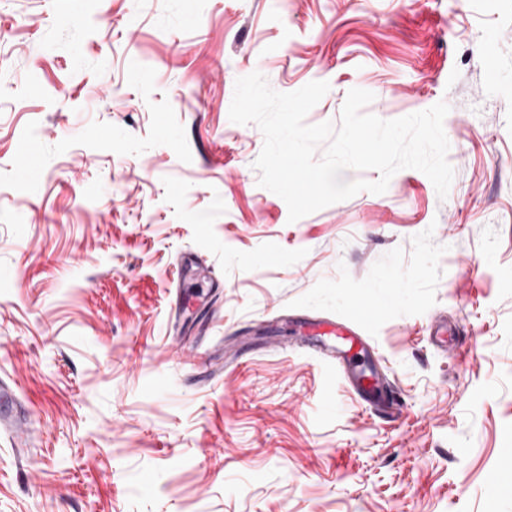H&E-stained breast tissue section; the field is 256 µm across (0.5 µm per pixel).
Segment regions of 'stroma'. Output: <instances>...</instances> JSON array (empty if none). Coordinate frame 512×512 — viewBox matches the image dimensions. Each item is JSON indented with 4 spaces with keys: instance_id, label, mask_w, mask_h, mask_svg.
I'll list each match as a JSON object with an SVG mask.
<instances>
[{
    "instance_id": "obj_1",
    "label": "stroma",
    "mask_w": 512,
    "mask_h": 512,
    "mask_svg": "<svg viewBox=\"0 0 512 512\" xmlns=\"http://www.w3.org/2000/svg\"><path fill=\"white\" fill-rule=\"evenodd\" d=\"M255 71L328 82L310 124L446 102V199L403 169L289 222L229 119ZM364 297L393 420L308 347ZM1 380L0 512H512V0H0ZM16 390L3 382L0 384V423L7 427L11 446L21 454L28 445L31 435V426L26 416H19L15 412Z\"/></svg>"
}]
</instances>
